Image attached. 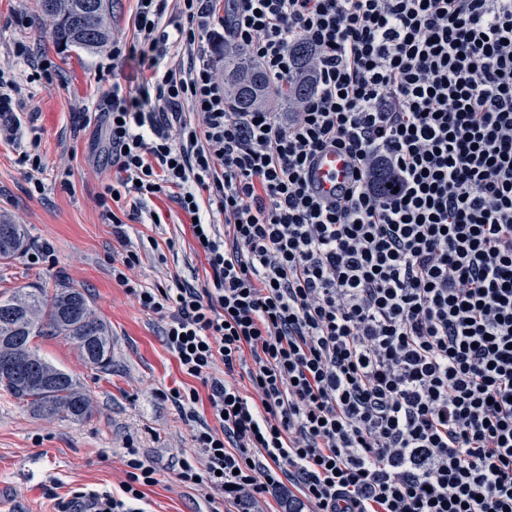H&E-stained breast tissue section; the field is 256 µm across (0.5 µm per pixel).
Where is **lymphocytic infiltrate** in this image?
<instances>
[{"instance_id":"lymphocytic-infiltrate-1","label":"lymphocytic infiltrate","mask_w":512,"mask_h":512,"mask_svg":"<svg viewBox=\"0 0 512 512\" xmlns=\"http://www.w3.org/2000/svg\"><path fill=\"white\" fill-rule=\"evenodd\" d=\"M136 2L112 62L139 55L150 101L101 107L97 203L117 230L162 196L197 220L204 284L112 269L202 384L169 392L199 423L180 479L252 507L290 486L288 512H512V0ZM220 43L276 88L305 46L312 93L234 111ZM327 149L350 159L328 197ZM123 463L60 512H144L156 469ZM349 163L345 154L336 150L319 153L313 163V180L318 189L326 195L336 192V187L347 182Z\"/></svg>"}]
</instances>
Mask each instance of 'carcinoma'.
I'll return each mask as SVG.
<instances>
[{
  "mask_svg": "<svg viewBox=\"0 0 512 512\" xmlns=\"http://www.w3.org/2000/svg\"><path fill=\"white\" fill-rule=\"evenodd\" d=\"M88 13L84 0H57L54 11H42L52 22V41L61 48L103 47L112 36V0H97ZM224 81L233 96L234 110L249 112L260 102L268 84L265 73L246 63L232 49H224ZM309 80L300 76L282 88L281 97L301 99L310 94ZM26 245L20 224L0 220V260L9 261ZM37 336H62L73 343L82 360L96 369L111 361L112 330L91 306L85 293L73 288L45 286L0 298V387L21 403L61 421H84L93 412L92 399L65 370L47 361L32 341ZM23 359L35 368L22 377L14 370Z\"/></svg>",
  "mask_w": 512,
  "mask_h": 512,
  "instance_id": "1",
  "label": "carcinoma"
}]
</instances>
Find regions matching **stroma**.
Returning a JSON list of instances; mask_svg holds the SVG:
<instances>
[{"label": "stroma", "mask_w": 512, "mask_h": 512, "mask_svg": "<svg viewBox=\"0 0 512 512\" xmlns=\"http://www.w3.org/2000/svg\"><path fill=\"white\" fill-rule=\"evenodd\" d=\"M21 42L43 55L57 80L33 79L29 61L15 54ZM110 53L107 46L58 50L36 17V0H0V62L20 89L15 111L0 115V216L24 225L28 247L50 253L39 264L23 253L0 262V296L57 282L84 292L112 328L105 369L86 365L63 337L34 340L42 357L89 389L94 413L87 421L42 417L0 389V512H58L74 493L118 491L130 446L157 470V484L146 490L149 512H237L236 504L209 503L198 487L179 481L180 460L199 450L194 423L168 392L196 381L168 351L164 321L143 311L112 276L113 259L128 249L141 256L135 275L145 288L204 282L208 266L195 251L189 218L170 201L145 206L160 223L127 222L120 237L100 215L96 196L113 170L104 163L97 123L83 124L82 115L97 112L116 85L143 98L150 76L135 57L113 68ZM29 146L42 160L38 191L20 160Z\"/></svg>", "instance_id": "35a3bbf8"}]
</instances>
